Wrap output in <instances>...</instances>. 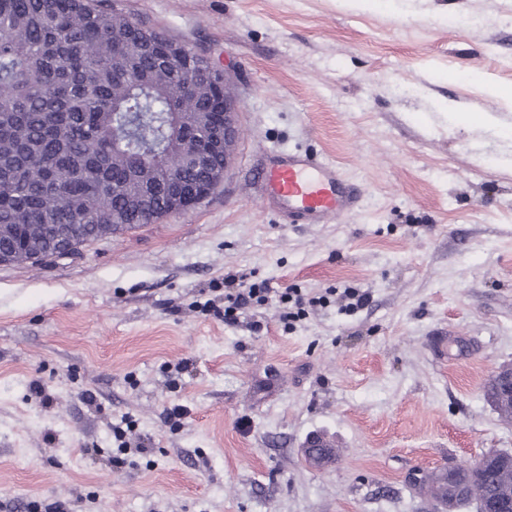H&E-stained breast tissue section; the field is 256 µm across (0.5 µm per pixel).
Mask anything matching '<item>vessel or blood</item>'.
Listing matches in <instances>:
<instances>
[{
  "mask_svg": "<svg viewBox=\"0 0 512 512\" xmlns=\"http://www.w3.org/2000/svg\"><path fill=\"white\" fill-rule=\"evenodd\" d=\"M259 180L264 200L290 224L327 223L361 200L335 164L307 152H274Z\"/></svg>",
  "mask_w": 512,
  "mask_h": 512,
  "instance_id": "b4317fda",
  "label": "vessel or blood"
}]
</instances>
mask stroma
<instances>
[{"mask_svg": "<svg viewBox=\"0 0 512 512\" xmlns=\"http://www.w3.org/2000/svg\"><path fill=\"white\" fill-rule=\"evenodd\" d=\"M101 6L225 73L239 138L184 213L0 266V512H433L413 471L512 452L483 396L512 364V140L456 119L512 129V0ZM277 149L335 163L362 205L283 223L255 188ZM231 269L372 301L231 327L199 309ZM313 435L335 464L306 462ZM341 305L339 311L349 315L363 310L371 302V294L365 289L348 286L339 294Z\"/></svg>", "mask_w": 512, "mask_h": 512, "instance_id": "stroma-1", "label": "stroma"}]
</instances>
